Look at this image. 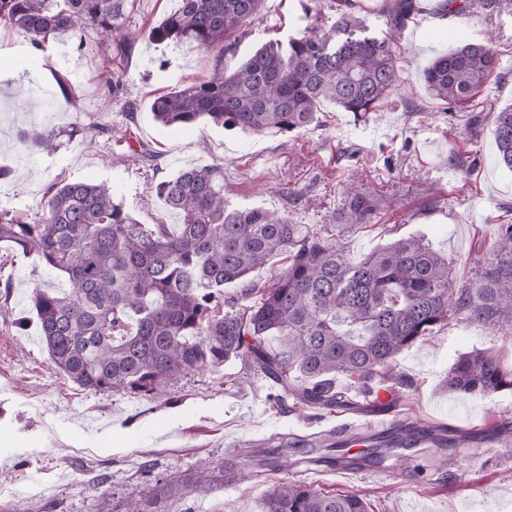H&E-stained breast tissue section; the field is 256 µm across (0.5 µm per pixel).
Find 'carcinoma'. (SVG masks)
<instances>
[{
	"label": "carcinoma",
	"mask_w": 512,
	"mask_h": 512,
	"mask_svg": "<svg viewBox=\"0 0 512 512\" xmlns=\"http://www.w3.org/2000/svg\"><path fill=\"white\" fill-rule=\"evenodd\" d=\"M132 0H0V24L38 48L59 34L97 30L127 45L122 29ZM178 10L151 29L159 43L219 50L206 79L157 97L152 109L164 126L214 125L253 133H294L316 119L322 103L356 118L375 111L399 81L391 38L366 34L364 21L331 0L336 18L315 23L287 42H270L224 72V38L262 17L266 0H179ZM415 0H394L393 29L405 26ZM496 68L486 42L462 41L437 55L424 73L436 99L472 98ZM500 163L512 171V106L493 112ZM27 148L50 149L53 135L19 134ZM155 194L181 223L141 224L104 183L71 181L47 190L42 216L28 222L0 212V243L60 271L67 287H35L32 307L54 368L94 392L147 395L180 373L217 369L237 358L269 379L282 409L351 408L336 376L353 380L366 397L373 384L409 389L394 362L452 318L495 328L512 323V224H501L491 257L458 287L452 261L417 235L398 236L359 259L341 245L347 230L370 219L367 197L356 193L346 223L312 229L262 209H239L224 199V171L191 167L163 179ZM287 265L269 282L249 279L276 256ZM239 294L226 300L224 287ZM448 391L487 397L512 391V371L490 350L457 358ZM413 434L399 432L355 455L331 434L306 442L299 463L360 467ZM283 441L275 450L243 455L259 472L288 466ZM264 512H367L356 493L331 494L279 481L265 494Z\"/></svg>",
	"instance_id": "cac0c4a2"
}]
</instances>
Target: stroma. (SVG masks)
I'll return each mask as SVG.
<instances>
[{
	"instance_id": "obj_1",
	"label": "stroma",
	"mask_w": 512,
	"mask_h": 512,
	"mask_svg": "<svg viewBox=\"0 0 512 512\" xmlns=\"http://www.w3.org/2000/svg\"><path fill=\"white\" fill-rule=\"evenodd\" d=\"M307 0H267L262 18L226 41L227 67L261 46L284 41L314 21ZM390 0H353L370 34L391 36L400 85L368 120L326 102L316 120L295 134H246L211 124L166 127L155 121V97L211 75L215 55L187 45L159 44L150 32L178 0H133L123 25L137 35L117 51L96 30L63 35L45 49L15 53L24 36L0 25V210L28 220L42 214L48 188L60 181L109 184L143 224H176L177 212L151 186L193 166L224 170V195L238 208H260L294 224L345 221L350 183L370 198L369 225L343 236L358 258L392 235H424L447 253L458 282L474 277L491 256L497 227L512 224V172L498 161L492 111L512 103V8L460 12L444 0H416L406 26L390 31ZM490 42L496 69L469 102L433 98L424 70L461 37ZM65 75L74 91L57 83ZM58 134L55 150L30 153L19 130ZM78 129L74 139L66 133ZM156 151L155 165L133 149ZM61 275L0 244V506L25 512H126L132 500L150 512H264L274 482L304 480L299 468L227 484L222 470L236 448H263L279 437L329 431L335 417L283 410L269 401V383L240 360L173 377L153 394L95 393L55 373L32 309L33 287L61 286ZM25 329H17V321ZM493 350L512 370V333L450 320L396 359L409 390L394 389L401 419L468 436L456 450L454 477L442 482L441 454L422 449L416 469L389 456L349 476L330 469L309 484L328 493H357L368 512H512V393L473 397L443 387L463 353ZM215 481L207 495L187 485L200 466ZM165 484L178 490L156 496Z\"/></svg>"
}]
</instances>
